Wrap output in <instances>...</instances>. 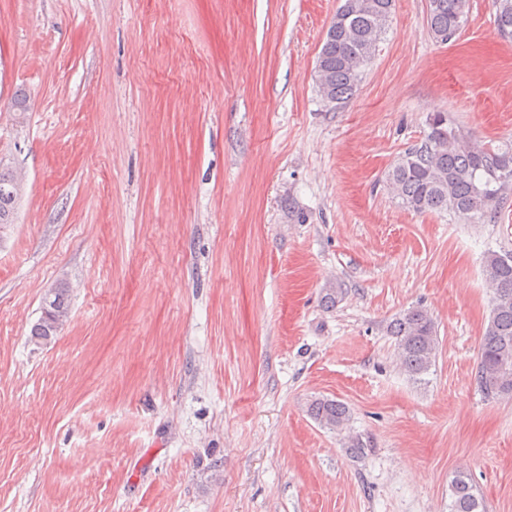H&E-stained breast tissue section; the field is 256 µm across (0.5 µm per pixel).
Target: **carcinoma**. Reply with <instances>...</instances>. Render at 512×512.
Returning a JSON list of instances; mask_svg holds the SVG:
<instances>
[{"label":"carcinoma","mask_w":512,"mask_h":512,"mask_svg":"<svg viewBox=\"0 0 512 512\" xmlns=\"http://www.w3.org/2000/svg\"><path fill=\"white\" fill-rule=\"evenodd\" d=\"M394 0H344L331 22L317 59V88L325 106L342 108L356 93L364 72L379 50ZM466 0H427V24L435 38L448 41L464 24ZM499 35L512 39V0H494ZM425 138L401 155L388 181L402 203L417 212H449L465 218L493 211L512 185V147L470 143L437 112L429 117ZM22 184L15 172L0 166V226L14 223ZM483 274L492 291L489 322L479 351L477 384L490 398H512V253L484 256ZM69 288L61 281L44 299L32 341L47 344L69 317ZM404 370L415 380L436 360L435 322L413 307L391 326ZM309 415L321 426L347 429L350 414L340 401L315 399ZM450 512H484L483 503L464 472L449 486Z\"/></svg>","instance_id":"obj_1"}]
</instances>
